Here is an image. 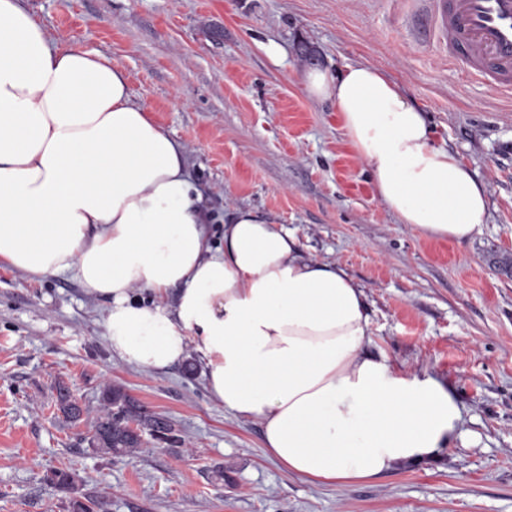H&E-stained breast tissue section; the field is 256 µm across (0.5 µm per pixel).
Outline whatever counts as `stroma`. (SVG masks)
I'll use <instances>...</instances> for the list:
<instances>
[{"mask_svg": "<svg viewBox=\"0 0 512 512\" xmlns=\"http://www.w3.org/2000/svg\"><path fill=\"white\" fill-rule=\"evenodd\" d=\"M62 49L97 51L184 148L215 226L238 209L293 230L305 257L362 288L370 354L450 390L463 425L437 456L345 485L286 473L260 425L214 404L201 370L148 373L112 354L106 301L68 276L0 266V512H68L44 478L65 468L106 512H512V100L420 44L407 0H23ZM277 54H269L268 44ZM385 71L426 112L438 145L484 185L488 220L462 243L399 223L338 114L305 92L309 67ZM63 381L88 416L64 421ZM165 416L182 445L144 437L95 454L105 384ZM223 477H216V470Z\"/></svg>", "mask_w": 512, "mask_h": 512, "instance_id": "stroma-1", "label": "stroma"}]
</instances>
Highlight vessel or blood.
<instances>
[{
	"instance_id": "b4317fda",
	"label": "vessel or blood",
	"mask_w": 512,
	"mask_h": 512,
	"mask_svg": "<svg viewBox=\"0 0 512 512\" xmlns=\"http://www.w3.org/2000/svg\"><path fill=\"white\" fill-rule=\"evenodd\" d=\"M411 25L424 44L512 97V0H418Z\"/></svg>"
}]
</instances>
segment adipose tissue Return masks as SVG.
I'll list each match as a JSON object with an SVG mask.
<instances>
[{"label": "adipose tissue", "mask_w": 512, "mask_h": 512, "mask_svg": "<svg viewBox=\"0 0 512 512\" xmlns=\"http://www.w3.org/2000/svg\"><path fill=\"white\" fill-rule=\"evenodd\" d=\"M302 82L334 106L400 223L458 243L481 234L483 184L384 71L355 63ZM211 224L182 145L122 68L59 50L22 0H0V264L32 281L72 275L107 300L104 338L136 368L195 350L214 403L258 422L286 472L372 480L450 441L463 421L452 394L367 353L365 296L341 267L249 210L225 220L221 243Z\"/></svg>", "instance_id": "1"}]
</instances>
